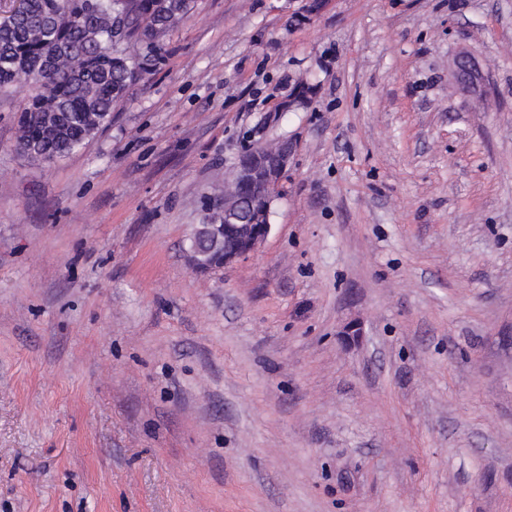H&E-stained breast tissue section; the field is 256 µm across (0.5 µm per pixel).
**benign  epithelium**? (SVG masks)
Instances as JSON below:
<instances>
[{
	"label": "benign epithelium",
	"mask_w": 512,
	"mask_h": 512,
	"mask_svg": "<svg viewBox=\"0 0 512 512\" xmlns=\"http://www.w3.org/2000/svg\"><path fill=\"white\" fill-rule=\"evenodd\" d=\"M292 151V142L282 137L256 146L233 162L224 194L209 199L211 211L224 213V223L197 224L192 230L193 245L186 256L193 271L222 270L254 252L268 237L272 206Z\"/></svg>",
	"instance_id": "benign-epithelium-1"
}]
</instances>
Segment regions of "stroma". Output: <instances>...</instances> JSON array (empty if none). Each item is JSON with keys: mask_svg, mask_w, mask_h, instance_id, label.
I'll list each match as a JSON object with an SVG mask.
<instances>
[{"mask_svg": "<svg viewBox=\"0 0 512 512\" xmlns=\"http://www.w3.org/2000/svg\"><path fill=\"white\" fill-rule=\"evenodd\" d=\"M165 43L54 162L0 97V512H512V0H195ZM282 135L269 236L195 273ZM292 151V142L282 137L270 145H257L233 162L224 197L215 194L209 199L211 212L224 210V224H196L192 230L193 245L186 256L193 271L222 270L254 252L268 237L272 206ZM203 252L210 256L206 263L198 260Z\"/></svg>", "mask_w": 512, "mask_h": 512, "instance_id": "stroma-1", "label": "stroma"}]
</instances>
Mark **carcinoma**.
Segmentation results:
<instances>
[{"label": "carcinoma", "instance_id": "cac0c4a2", "mask_svg": "<svg viewBox=\"0 0 512 512\" xmlns=\"http://www.w3.org/2000/svg\"><path fill=\"white\" fill-rule=\"evenodd\" d=\"M194 0H24L0 16V90L27 78L18 143L37 162L71 154L110 120L129 88L165 57L163 39ZM124 34L110 49L114 11Z\"/></svg>", "mask_w": 512, "mask_h": 512}]
</instances>
